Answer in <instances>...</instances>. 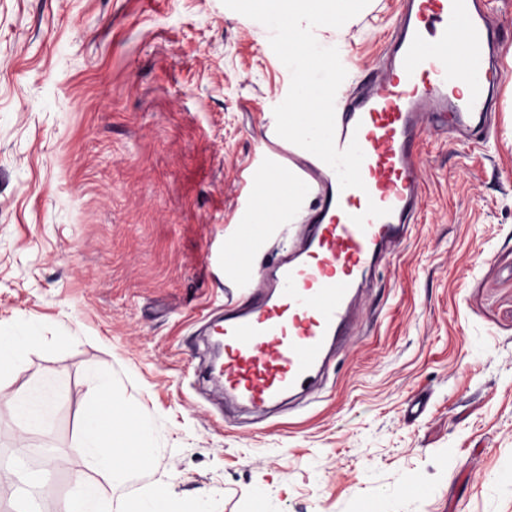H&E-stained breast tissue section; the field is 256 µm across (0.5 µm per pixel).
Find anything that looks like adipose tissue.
Masks as SVG:
<instances>
[{
	"label": "adipose tissue",
	"instance_id": "1",
	"mask_svg": "<svg viewBox=\"0 0 512 512\" xmlns=\"http://www.w3.org/2000/svg\"><path fill=\"white\" fill-rule=\"evenodd\" d=\"M111 386L110 376H95L90 388L91 403L83 414L80 443L94 465L106 474L110 486L118 488L127 480L129 460L147 464L152 450L140 439L129 445L123 442V434L133 432L134 427L126 422L122 406L113 402ZM0 408L32 429L45 428L51 421L48 401L43 395L21 391Z\"/></svg>",
	"mask_w": 512,
	"mask_h": 512
}]
</instances>
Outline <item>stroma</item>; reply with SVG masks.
I'll return each instance as SVG.
<instances>
[{
	"label": "stroma",
	"instance_id": "35a3bbf8",
	"mask_svg": "<svg viewBox=\"0 0 512 512\" xmlns=\"http://www.w3.org/2000/svg\"><path fill=\"white\" fill-rule=\"evenodd\" d=\"M399 9L372 0L341 37L344 89L380 66ZM290 82L222 0H0V332L36 339L0 402L39 387L52 415L26 432L0 413V512H60L93 476L94 366L153 450L114 502L158 486L161 512H512V78L483 147L422 132L416 224L321 391L269 423L201 379L226 258L285 243L241 198L256 115Z\"/></svg>",
	"mask_w": 512,
	"mask_h": 512
}]
</instances>
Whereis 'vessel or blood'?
I'll return each instance as SVG.
<instances>
[{"instance_id":"1","label":"vessel or blood","mask_w":512,"mask_h":512,"mask_svg":"<svg viewBox=\"0 0 512 512\" xmlns=\"http://www.w3.org/2000/svg\"><path fill=\"white\" fill-rule=\"evenodd\" d=\"M387 61L360 95L335 99V145L358 141L364 189H340L335 171L279 137L262 113V174L303 187L265 221H298L288 253L261 270H240L225 289L209 336L224 348L211 380L236 403L264 411L314 389L330 356L358 326L359 290L369 270L407 236L422 197L415 142L424 127L467 129L485 141L488 114L512 73L491 53L502 32L484 0H405Z\"/></svg>"}]
</instances>
